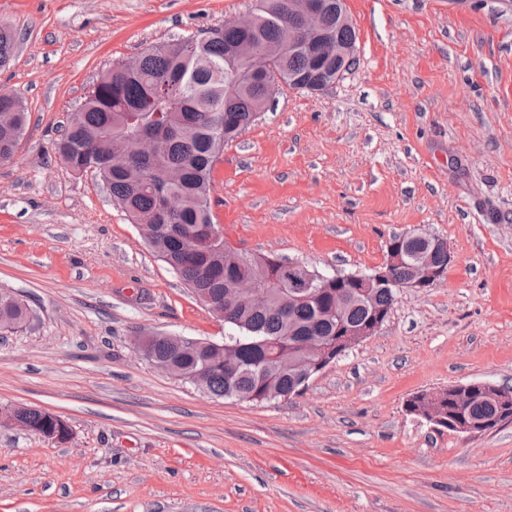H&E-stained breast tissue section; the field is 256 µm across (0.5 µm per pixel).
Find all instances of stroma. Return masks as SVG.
<instances>
[{
    "instance_id": "obj_1",
    "label": "stroma",
    "mask_w": 512,
    "mask_h": 512,
    "mask_svg": "<svg viewBox=\"0 0 512 512\" xmlns=\"http://www.w3.org/2000/svg\"><path fill=\"white\" fill-rule=\"evenodd\" d=\"M255 0H0V87L28 121L0 163V409L60 415L61 443L0 426V512H512V423L468 438L406 400L512 386V0H347L358 64L281 86L224 147L212 211L251 254L370 273L392 236L443 239L433 287L301 395L211 396L140 359L149 334L223 340L100 178L55 150L113 63L242 18ZM27 306L13 294L0 292V327L15 329L25 324Z\"/></svg>"
}]
</instances>
